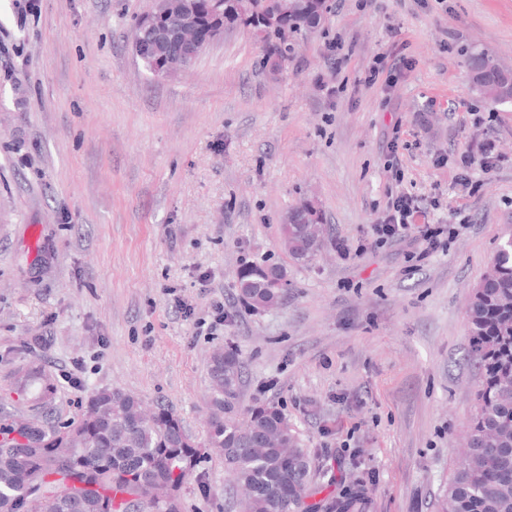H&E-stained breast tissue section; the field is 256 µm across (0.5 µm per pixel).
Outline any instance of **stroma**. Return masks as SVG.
Instances as JSON below:
<instances>
[{
    "instance_id": "35a3bbf8",
    "label": "stroma",
    "mask_w": 512,
    "mask_h": 512,
    "mask_svg": "<svg viewBox=\"0 0 512 512\" xmlns=\"http://www.w3.org/2000/svg\"><path fill=\"white\" fill-rule=\"evenodd\" d=\"M327 4L283 70L235 27L156 78L129 37L155 0H0V411L41 416L14 389L36 361L54 378L52 423L118 388L172 410L201 447L209 360L233 346L238 411L278 405L310 453L304 512L329 493L350 512H437L475 411L468 300L512 228V104L473 90L468 60L512 70V0ZM382 52L410 63L388 88L364 81ZM486 130L498 166L460 191L447 159ZM399 192L466 220L411 273L409 243L363 246ZM305 200L326 235L301 260L280 228ZM340 238L362 255L341 258ZM267 264L289 287L254 310L237 274ZM218 301L223 330L201 334ZM196 470L209 493L184 484L181 512H235L223 459Z\"/></svg>"
}]
</instances>
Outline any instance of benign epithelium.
<instances>
[{
    "instance_id": "1",
    "label": "benign epithelium",
    "mask_w": 512,
    "mask_h": 512,
    "mask_svg": "<svg viewBox=\"0 0 512 512\" xmlns=\"http://www.w3.org/2000/svg\"><path fill=\"white\" fill-rule=\"evenodd\" d=\"M250 11L254 0H213L211 16L207 23L198 20L194 0H156V7L139 19L140 29L145 34L162 36L178 46L172 55L152 51L143 40L133 42L136 54L151 55L156 77H167L188 69L194 58L207 46L224 38L229 25L225 13L232 8ZM474 88L494 103H512V89L506 86L473 83ZM290 224H317L315 210L302 205L292 210L287 217Z\"/></svg>"
}]
</instances>
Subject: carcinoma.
Instances as JSON below:
<instances>
[{
  "label": "carcinoma",
  "instance_id": "carcinoma-1",
  "mask_svg": "<svg viewBox=\"0 0 512 512\" xmlns=\"http://www.w3.org/2000/svg\"><path fill=\"white\" fill-rule=\"evenodd\" d=\"M271 53L288 62V38L265 31ZM488 78L502 68L478 52ZM320 225L283 224L281 242L296 258L320 246ZM288 285L279 266H252L237 275L240 299L253 309L277 306ZM469 352L479 384L467 450L438 503V512H512V253H500L473 290L468 305ZM243 362L227 347L210 358L208 448L241 490L239 512H297L307 491L311 461L292 424L275 405L252 408L237 420ZM38 386L37 399L54 394L36 362L16 381L21 394ZM200 457L180 420L167 408H143L135 395L103 390L81 418L50 426L37 417L15 425L0 418V512H179L155 493L179 502L178 492Z\"/></svg>",
  "mask_w": 512,
  "mask_h": 512
}]
</instances>
